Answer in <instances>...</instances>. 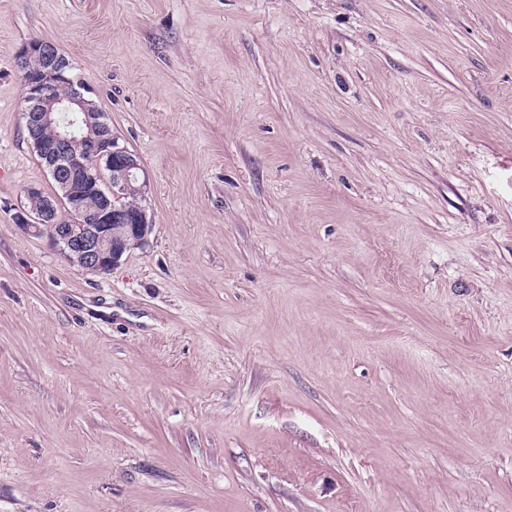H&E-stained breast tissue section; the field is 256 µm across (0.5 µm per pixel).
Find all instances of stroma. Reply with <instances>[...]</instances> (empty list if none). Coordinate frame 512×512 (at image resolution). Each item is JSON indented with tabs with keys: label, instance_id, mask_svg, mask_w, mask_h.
I'll list each match as a JSON object with an SVG mask.
<instances>
[{
	"label": "stroma",
	"instance_id": "1",
	"mask_svg": "<svg viewBox=\"0 0 512 512\" xmlns=\"http://www.w3.org/2000/svg\"><path fill=\"white\" fill-rule=\"evenodd\" d=\"M146 176L110 275L15 52ZM0 512H512V0H0ZM31 57L42 61V65L37 60L30 63L32 68L41 65L39 69L29 68L28 60ZM15 60L27 89V101L31 103L24 109L28 140L31 138L32 148L42 163H46L51 175L66 179V199L61 205L67 212L81 214L84 198L87 197L85 208L93 209L97 199L88 195L99 196L98 205L81 214L83 220L79 214L73 215V224L82 220L80 228H75L59 216L60 204L47 203L56 193H60L58 183L52 178L54 195L31 187L30 192H39L27 195L28 211L16 216L17 223L24 230H33L36 234H41L43 226L52 227L54 231L49 236L48 244L64 260L94 275H108L121 263L129 247L146 244L152 221L145 207L128 211L112 206L111 198L99 192L97 178L100 169L105 167L112 176L113 194L124 191L133 181L139 182V172L143 171L139 159L119 144L111 125L105 122L107 119L103 112H100L101 120H97L100 131L98 124H90L91 113H96L91 111L94 102L86 97L87 89L68 75L66 60L54 43L33 39L15 52ZM63 83L68 85V92L55 97L58 85ZM49 97H53L55 110H39V102ZM61 114H70L69 124L59 122L57 116ZM83 124H90L84 125L83 129L88 140L80 134ZM45 127L54 130L51 139L42 137ZM132 185L138 190L128 188L118 201L124 208L133 209L142 205L145 180L138 186L136 183ZM41 209L42 212L37 215L31 213ZM113 225L123 227V237H112Z\"/></svg>",
	"mask_w": 512,
	"mask_h": 512
}]
</instances>
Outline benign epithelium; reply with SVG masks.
<instances>
[{"label":"benign epithelium","instance_id":"7a95c632","mask_svg":"<svg viewBox=\"0 0 512 512\" xmlns=\"http://www.w3.org/2000/svg\"><path fill=\"white\" fill-rule=\"evenodd\" d=\"M31 57L42 61L40 68L28 66ZM15 60L27 89L25 127L31 146L53 177L66 179L65 202L60 205L83 217L75 228L59 216L60 205L49 202L37 215L21 212L17 223L36 234L44 226L53 228L48 244L64 260L94 275H108L128 248L146 244L151 220L143 207L128 211L112 206L110 197L99 194L97 178L105 167L112 176L113 193L126 190L135 181L143 194L146 184L139 182V159L119 144L103 120L98 121L100 135L96 139L90 141L80 134L82 125L90 124L94 102L86 97L87 89L68 75L66 60L54 43L33 39L15 52ZM49 97L56 108L40 110L39 102ZM61 114L70 116V123H60ZM90 194L99 195L98 205L83 213V200Z\"/></svg>","mask_w":512,"mask_h":512}]
</instances>
